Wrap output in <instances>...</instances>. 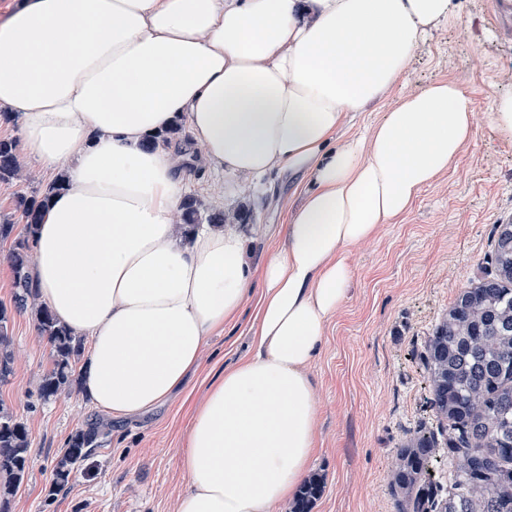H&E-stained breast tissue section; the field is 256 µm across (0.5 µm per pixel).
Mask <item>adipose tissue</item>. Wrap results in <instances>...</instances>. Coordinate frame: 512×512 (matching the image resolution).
Returning a JSON list of instances; mask_svg holds the SVG:
<instances>
[{
  "label": "adipose tissue",
  "mask_w": 512,
  "mask_h": 512,
  "mask_svg": "<svg viewBox=\"0 0 512 512\" xmlns=\"http://www.w3.org/2000/svg\"><path fill=\"white\" fill-rule=\"evenodd\" d=\"M454 17L453 0H13L0 16V127L66 178L42 210L33 277L90 341L84 396L115 418L162 406L261 286L247 354L193 410L176 512H277L312 470V367L351 249L462 153L473 102L439 80L368 133H336ZM181 121L206 167L301 174L283 243L258 266L237 230L179 222L189 156L153 139Z\"/></svg>",
  "instance_id": "adipose-tissue-1"
}]
</instances>
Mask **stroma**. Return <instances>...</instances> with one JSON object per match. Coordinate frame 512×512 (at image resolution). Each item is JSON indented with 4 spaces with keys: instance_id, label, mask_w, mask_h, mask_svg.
Returning <instances> with one entry per match:
<instances>
[{
    "instance_id": "obj_1",
    "label": "stroma",
    "mask_w": 512,
    "mask_h": 512,
    "mask_svg": "<svg viewBox=\"0 0 512 512\" xmlns=\"http://www.w3.org/2000/svg\"><path fill=\"white\" fill-rule=\"evenodd\" d=\"M455 5L459 21L434 28L396 89L354 113L336 134L341 142L372 127L401 93L439 79L456 82L474 102V132L463 152L403 216L353 249L349 297L330 320L312 368L321 404L314 463L320 485L309 512H398L390 489L393 451L432 418L425 343L461 292L490 271L498 226L512 224V139L489 124L492 97L512 91V28L495 20L490 0ZM185 177L191 196L205 205L229 215L242 205L252 210L242 230L253 263L282 244L297 202L296 177L270 175L265 196L193 159ZM9 334L13 372L0 383V403L26 422L31 440L30 470L10 512H175L187 486L177 451L190 406L246 353L248 321L208 340L184 394L121 420L89 405L76 388L38 400L36 383L51 365V348L28 314L13 313ZM93 422L108 434L104 445L54 489L52 469L67 437Z\"/></svg>"
}]
</instances>
